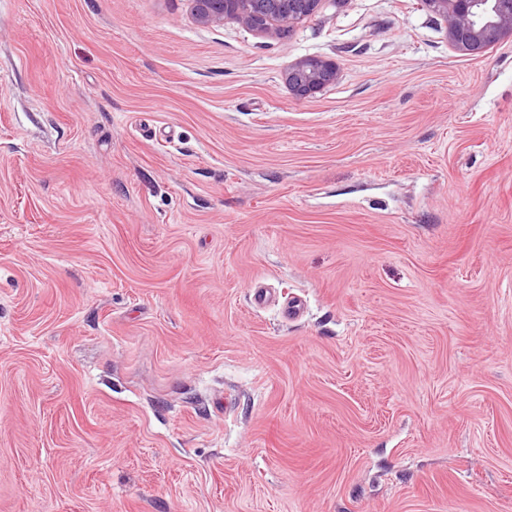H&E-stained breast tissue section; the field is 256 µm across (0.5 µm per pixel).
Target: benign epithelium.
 <instances>
[{"label":"benign epithelium","instance_id":"1","mask_svg":"<svg viewBox=\"0 0 512 512\" xmlns=\"http://www.w3.org/2000/svg\"><path fill=\"white\" fill-rule=\"evenodd\" d=\"M193 15L212 25L232 17L245 27L282 34L313 14L320 0H190ZM423 6L447 23L448 40L471 56L512 38V0H422ZM336 77L333 63L306 57L288 67L285 80L292 94L304 98Z\"/></svg>","mask_w":512,"mask_h":512}]
</instances>
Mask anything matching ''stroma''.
<instances>
[{"instance_id": "35a3bbf8", "label": "stroma", "mask_w": 512, "mask_h": 512, "mask_svg": "<svg viewBox=\"0 0 512 512\" xmlns=\"http://www.w3.org/2000/svg\"><path fill=\"white\" fill-rule=\"evenodd\" d=\"M0 512H512V41L0 0ZM336 77L333 63L321 57H306L288 67L285 80L292 94L305 98L315 90L323 87Z\"/></svg>"}]
</instances>
